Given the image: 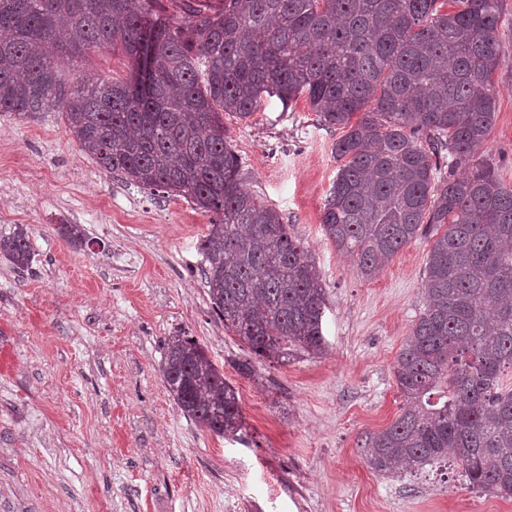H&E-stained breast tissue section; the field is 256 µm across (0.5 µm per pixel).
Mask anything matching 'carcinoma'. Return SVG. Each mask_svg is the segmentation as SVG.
<instances>
[{
    "label": "carcinoma",
    "mask_w": 512,
    "mask_h": 512,
    "mask_svg": "<svg viewBox=\"0 0 512 512\" xmlns=\"http://www.w3.org/2000/svg\"><path fill=\"white\" fill-rule=\"evenodd\" d=\"M499 19V0H0V112H59L102 171L212 214L198 250L213 313L277 360L328 350L325 291L311 252L244 187L222 113L247 121L269 98L303 97L320 126L346 129L327 239L372 279L409 241L433 238L424 309L394 365L401 413L359 447L383 474L451 458L472 489L507 498L512 188L480 154ZM91 48L128 58L129 73L66 81L62 67ZM62 230L89 245L81 225ZM0 254L30 267L26 225L0 228ZM162 374L201 427L241 430L235 389L193 338H167Z\"/></svg>",
    "instance_id": "1"
}]
</instances>
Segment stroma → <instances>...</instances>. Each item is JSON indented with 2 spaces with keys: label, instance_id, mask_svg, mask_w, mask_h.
Wrapping results in <instances>:
<instances>
[{
  "label": "stroma",
  "instance_id": "1",
  "mask_svg": "<svg viewBox=\"0 0 512 512\" xmlns=\"http://www.w3.org/2000/svg\"><path fill=\"white\" fill-rule=\"evenodd\" d=\"M496 114L480 152L512 186V0H501ZM224 127L244 184L314 255L326 354L254 360L213 314L198 241L210 217L100 170L61 113H0V227L24 224L34 260L0 257V512H512L457 464L384 475L359 443L395 421L393 365L423 309L430 239L363 279L321 227L339 128L305 99ZM80 224L89 248L61 225ZM192 337L237 391L244 428L201 429L160 372L168 336ZM252 360V375L238 363Z\"/></svg>",
  "mask_w": 512,
  "mask_h": 512
}]
</instances>
